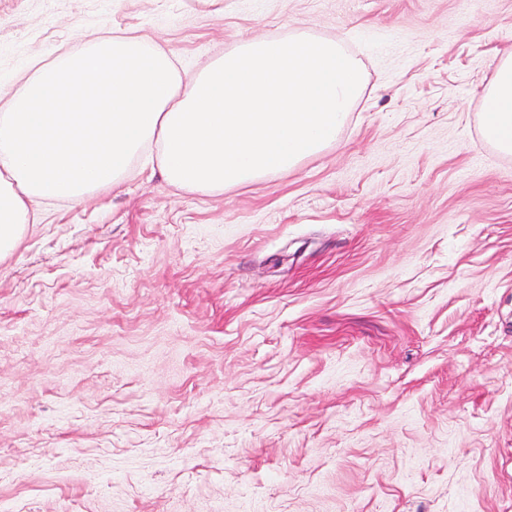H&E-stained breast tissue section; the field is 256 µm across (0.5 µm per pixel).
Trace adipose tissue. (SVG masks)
Segmentation results:
<instances>
[{
  "instance_id": "adipose-tissue-1",
  "label": "adipose tissue",
  "mask_w": 512,
  "mask_h": 512,
  "mask_svg": "<svg viewBox=\"0 0 512 512\" xmlns=\"http://www.w3.org/2000/svg\"><path fill=\"white\" fill-rule=\"evenodd\" d=\"M479 122L483 138L498 152L512 155V54L495 69Z\"/></svg>"
}]
</instances>
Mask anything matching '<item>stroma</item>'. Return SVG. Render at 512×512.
Here are the masks:
<instances>
[{
    "label": "stroma",
    "mask_w": 512,
    "mask_h": 512,
    "mask_svg": "<svg viewBox=\"0 0 512 512\" xmlns=\"http://www.w3.org/2000/svg\"><path fill=\"white\" fill-rule=\"evenodd\" d=\"M180 79L333 40V144L222 192L149 154L0 259V505L512 512V155L479 126L512 0H0V98L103 32Z\"/></svg>",
    "instance_id": "1"
}]
</instances>
